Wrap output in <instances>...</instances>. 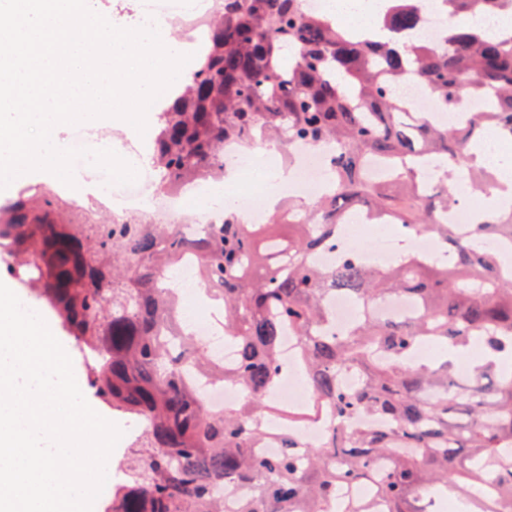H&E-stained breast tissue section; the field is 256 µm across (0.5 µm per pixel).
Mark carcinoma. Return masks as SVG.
Masks as SVG:
<instances>
[{"label":"carcinoma","mask_w":512,"mask_h":512,"mask_svg":"<svg viewBox=\"0 0 512 512\" xmlns=\"http://www.w3.org/2000/svg\"><path fill=\"white\" fill-rule=\"evenodd\" d=\"M411 2L391 0L390 33L361 40L302 0H224L191 80L168 97L152 145L164 190L223 170L227 144L334 149L331 190L315 217L288 205L292 237L232 212L194 238L176 224H68L30 188L0 208V248L21 256L7 272L39 287L88 362L90 392L137 432L105 512H225L228 484L244 490L234 512H328L343 486L364 484L386 512H428L450 493L460 512H512V272L487 246L493 237L512 245V209L462 232L446 219L448 173L437 192L423 193L409 166L441 158L490 196L489 170L474 164L472 147L489 126L512 138V36L488 40L471 23L444 28L437 45L404 40L398 32L420 22ZM438 2L453 16L512 14V0ZM404 76L445 112L463 101L481 107L465 125L437 124L393 92ZM368 159L391 168L388 183L365 179ZM359 208L408 236L441 240L451 261L413 254L381 269L349 256L315 265L314 253L336 245L340 215ZM186 256L224 304V337L239 350L232 366L174 327L179 300L160 281ZM336 294L405 295L422 314L364 317L345 335L324 336L325 300ZM288 330L328 426L317 446L285 426L268 456L258 447L261 415ZM474 343L483 357L461 381L453 356ZM422 344L446 356L411 364ZM188 366L239 385L243 400L211 411L183 376Z\"/></svg>","instance_id":"cac0c4a2"}]
</instances>
